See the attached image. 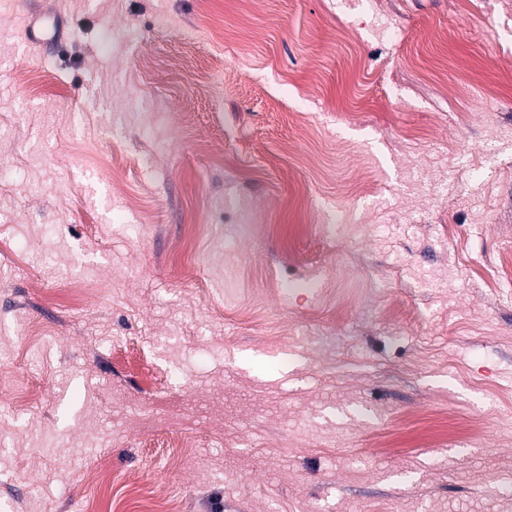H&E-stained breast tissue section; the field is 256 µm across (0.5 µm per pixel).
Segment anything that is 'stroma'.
Returning <instances> with one entry per match:
<instances>
[{
	"label": "stroma",
	"instance_id": "stroma-1",
	"mask_svg": "<svg viewBox=\"0 0 512 512\" xmlns=\"http://www.w3.org/2000/svg\"><path fill=\"white\" fill-rule=\"evenodd\" d=\"M1 61L0 512H512V0H0Z\"/></svg>",
	"mask_w": 512,
	"mask_h": 512
}]
</instances>
